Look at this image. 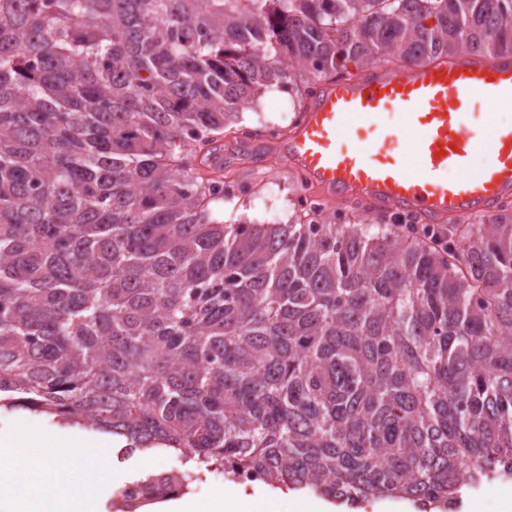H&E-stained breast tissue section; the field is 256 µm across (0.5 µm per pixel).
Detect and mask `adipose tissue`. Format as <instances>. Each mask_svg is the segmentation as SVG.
Returning <instances> with one entry per match:
<instances>
[{"label":"adipose tissue","instance_id":"ef3b65f1","mask_svg":"<svg viewBox=\"0 0 512 512\" xmlns=\"http://www.w3.org/2000/svg\"><path fill=\"white\" fill-rule=\"evenodd\" d=\"M111 454L110 446L88 450L68 435L48 442L23 430L0 436V499L9 512H98Z\"/></svg>","mask_w":512,"mask_h":512}]
</instances>
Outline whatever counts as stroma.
<instances>
[{
    "label": "stroma",
    "mask_w": 512,
    "mask_h": 512,
    "mask_svg": "<svg viewBox=\"0 0 512 512\" xmlns=\"http://www.w3.org/2000/svg\"><path fill=\"white\" fill-rule=\"evenodd\" d=\"M308 101L303 86L269 88L244 111L237 129L225 132L221 151L227 195L214 204L215 214L228 225L243 219L288 224L301 214V204L309 198L320 203L324 216L340 224L408 222V214L370 210L298 180L283 144ZM475 505L481 512H512V482L464 488L456 512H470Z\"/></svg>",
    "instance_id": "1"
}]
</instances>
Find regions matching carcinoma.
Listing matches in <instances>:
<instances>
[{"label":"carcinoma","mask_w":512,"mask_h":512,"mask_svg":"<svg viewBox=\"0 0 512 512\" xmlns=\"http://www.w3.org/2000/svg\"><path fill=\"white\" fill-rule=\"evenodd\" d=\"M460 52L512 0H0V401L346 502L512 475V200L226 226L191 162L296 74Z\"/></svg>","instance_id":"carcinoma-1"}]
</instances>
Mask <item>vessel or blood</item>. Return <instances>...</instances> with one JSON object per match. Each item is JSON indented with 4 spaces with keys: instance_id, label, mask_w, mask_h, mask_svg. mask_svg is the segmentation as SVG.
<instances>
[{
    "instance_id": "vessel-or-blood-1",
    "label": "vessel or blood",
    "mask_w": 512,
    "mask_h": 512,
    "mask_svg": "<svg viewBox=\"0 0 512 512\" xmlns=\"http://www.w3.org/2000/svg\"><path fill=\"white\" fill-rule=\"evenodd\" d=\"M512 106V58L493 63L454 59L400 73L375 67L362 79L318 90L288 140L295 170L333 196L367 201L438 223L455 216H492L512 198V125L494 128L491 152L470 165L467 111L472 97ZM402 116L410 160H379L362 147L350 120ZM462 171L459 179L449 170Z\"/></svg>"
}]
</instances>
